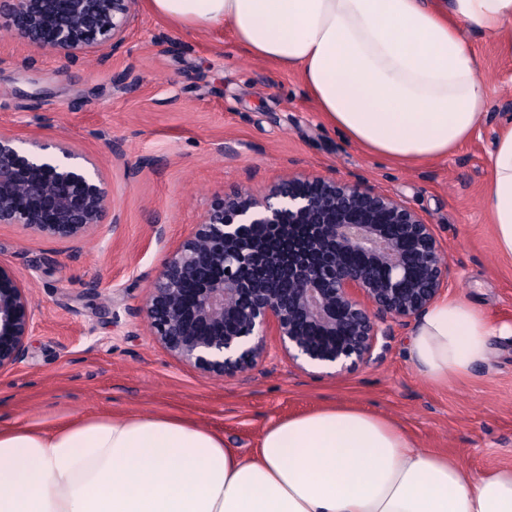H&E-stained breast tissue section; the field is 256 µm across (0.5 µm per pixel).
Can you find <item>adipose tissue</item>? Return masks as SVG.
I'll return each instance as SVG.
<instances>
[{
    "label": "adipose tissue",
    "instance_id": "adipose-tissue-1",
    "mask_svg": "<svg viewBox=\"0 0 512 512\" xmlns=\"http://www.w3.org/2000/svg\"><path fill=\"white\" fill-rule=\"evenodd\" d=\"M180 27L228 28L253 59L297 73L318 112L366 155L413 167L454 155L488 104L466 25L512 29V0H149ZM486 186L512 257V123ZM506 327L438 299L410 332L431 383L466 378ZM0 512H512V467L473 473L393 420L334 405L281 419L249 454L183 417L79 416L0 429Z\"/></svg>",
    "mask_w": 512,
    "mask_h": 512
}]
</instances>
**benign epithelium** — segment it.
<instances>
[{
    "mask_svg": "<svg viewBox=\"0 0 512 512\" xmlns=\"http://www.w3.org/2000/svg\"><path fill=\"white\" fill-rule=\"evenodd\" d=\"M29 42L66 57L119 45L134 0H8ZM118 223L99 164L69 141L0 130V224L81 242ZM277 230L288 250L251 232ZM447 245L402 199L367 182L289 174L216 203L171 254L140 312L171 356L208 378L244 372L268 336L296 368L340 375L380 358L379 342L448 291ZM350 255L359 256L352 262ZM35 327L31 288L0 263V372Z\"/></svg>",
    "mask_w": 512,
    "mask_h": 512,
    "instance_id": "obj_1",
    "label": "benign epithelium"
}]
</instances>
